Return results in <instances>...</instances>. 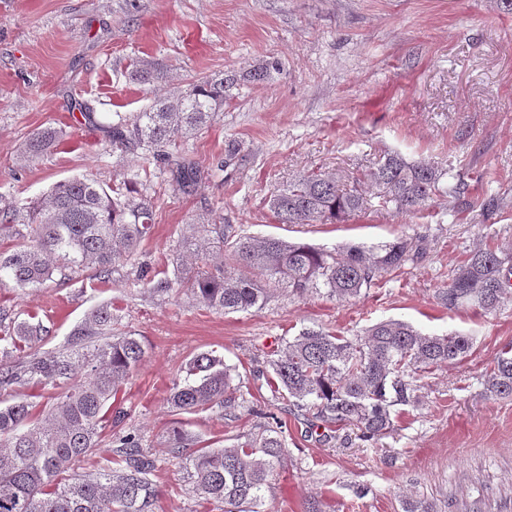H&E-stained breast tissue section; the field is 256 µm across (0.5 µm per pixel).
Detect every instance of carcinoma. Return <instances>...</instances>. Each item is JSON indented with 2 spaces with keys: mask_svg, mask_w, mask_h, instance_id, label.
Segmentation results:
<instances>
[{
  "mask_svg": "<svg viewBox=\"0 0 512 512\" xmlns=\"http://www.w3.org/2000/svg\"><path fill=\"white\" fill-rule=\"evenodd\" d=\"M268 75L263 65L241 75L197 79L175 98H160L146 112L118 117L107 126L112 148L152 151L176 135L202 129L224 107L226 91L240 81ZM131 78L150 83L164 78L151 64H137ZM46 128L33 134L24 154L33 161L59 141ZM171 185L195 190L201 171L183 156L166 155ZM444 173L429 165L389 155L361 178L312 171L273 192L270 211L281 224H338L369 204L366 186H376L378 206L395 214H417L444 192ZM26 232L16 228V213L0 211V284L36 288L58 272L73 278L86 271L104 280L116 262L131 256L153 228L152 203L123 188L74 177L55 184L50 194L26 210ZM182 249L193 251V267L158 276L140 267L137 281L154 294L184 291L216 312L260 307L279 287L302 295L326 289L338 301L359 298L382 271H401L426 254L425 239L401 236L367 246L327 249L277 237L255 238L233 224H193ZM512 287V253L476 246L453 270L438 294L450 310L498 311ZM112 305L96 308L73 334L71 346L10 360L11 354L43 341L39 323L20 321L0 331V389L35 384L59 389L41 410L26 399L0 400V512H152L157 489L151 476L155 460L134 432L106 428L122 422L112 396L145 358L143 342L112 335ZM471 338L461 334L429 336L412 325L382 321L362 336L349 338L305 329L269 361L274 396L313 412L317 426L353 425L360 439L375 443L395 427L399 406L422 401L414 374L431 373L466 358ZM235 369L213 351L189 359L174 381L168 403L179 413L214 408L232 417L236 409ZM488 397H512V348L502 350L484 382ZM262 432L231 448L194 447L180 428L169 431L167 448L188 461L193 492L220 512H268L265 492L274 470L285 460L282 422L264 415ZM102 455L94 472L62 475L88 457Z\"/></svg>",
  "mask_w": 512,
  "mask_h": 512,
  "instance_id": "carcinoma-1",
  "label": "carcinoma"
}]
</instances>
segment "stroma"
I'll use <instances>...</instances> for the list:
<instances>
[{
	"label": "stroma",
	"mask_w": 512,
	"mask_h": 512,
	"mask_svg": "<svg viewBox=\"0 0 512 512\" xmlns=\"http://www.w3.org/2000/svg\"><path fill=\"white\" fill-rule=\"evenodd\" d=\"M273 60L266 80L231 88L206 128L168 144L200 166L192 193L172 189L162 157L115 150L104 133L115 114L146 111L200 77ZM137 61L164 66L167 80L132 81ZM45 127L63 130L59 145L27 160L26 141ZM231 141L242 152L217 167ZM395 153L444 169L445 186H464V202L443 196L409 216L372 205L340 224H282L267 206L274 188L303 172L356 176ZM86 175L150 197L151 236L106 282H7L0 307L36 317L45 351L65 346L97 306L119 307L113 334L136 336L147 353L112 403L126 414L121 430L137 432L156 460L153 512H215L190 493L184 460L166 448L173 422L224 448L255 431L256 407L282 420L288 451L271 479L270 512H306L313 500L324 512H408L416 501L430 512H512V399L482 395L512 344V291L487 316L437 298L475 245L512 248V14L497 0H0V207L28 206ZM492 197L499 209L489 215ZM215 221L327 248L421 236L427 253L348 302L277 290L261 307L224 314L137 283L140 265L170 272L181 263L188 225ZM389 319L474 342L463 361L419 377L423 402L401 409L390 436L344 440L274 400L266 377L276 347L305 328L359 336ZM211 349L239 372L235 417L173 412V379Z\"/></svg>",
	"instance_id": "obj_1"
}]
</instances>
